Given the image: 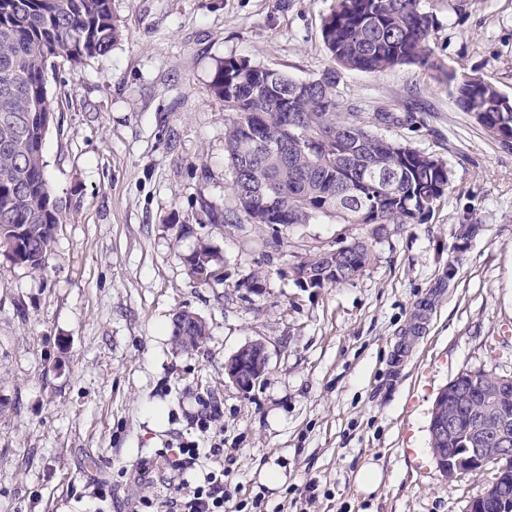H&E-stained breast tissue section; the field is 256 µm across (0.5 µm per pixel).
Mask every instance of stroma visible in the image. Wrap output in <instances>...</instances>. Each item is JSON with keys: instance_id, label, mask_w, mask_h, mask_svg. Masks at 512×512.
<instances>
[{"instance_id": "1", "label": "stroma", "mask_w": 512, "mask_h": 512, "mask_svg": "<svg viewBox=\"0 0 512 512\" xmlns=\"http://www.w3.org/2000/svg\"><path fill=\"white\" fill-rule=\"evenodd\" d=\"M445 67L512 97V0H423ZM334 0H112L106 55L48 75L44 156L67 203L35 273L0 257V512H138L202 484L211 463L162 469L195 435V400L231 454L226 512H465L491 470L455 478L430 448L431 409L459 374L512 377V146L416 66L342 72L343 111L413 113L385 136L447 162L448 192L419 224H207L236 205L224 153L227 57L312 80L332 67ZM478 225L462 240V225ZM208 239L223 284L184 258ZM357 240L351 282L301 287L293 270ZM206 322L198 351L173 344L176 314ZM264 343L241 392L224 365ZM379 473L375 489L361 482ZM107 488L111 500L98 498Z\"/></svg>"}]
</instances>
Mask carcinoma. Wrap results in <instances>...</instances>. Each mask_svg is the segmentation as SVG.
Wrapping results in <instances>:
<instances>
[{
	"label": "carcinoma",
	"instance_id": "1",
	"mask_svg": "<svg viewBox=\"0 0 512 512\" xmlns=\"http://www.w3.org/2000/svg\"><path fill=\"white\" fill-rule=\"evenodd\" d=\"M431 21L422 0H334L323 18L322 38L336 68L314 80L296 81L276 70L230 57L212 88L231 112L224 151L232 172L237 208L219 212L205 205L211 224H309L336 215L345 224H415L431 213L449 187L447 164L421 150L370 130L413 120L386 110L365 123L339 111L340 71L382 73L416 65L440 73L460 108L493 138H512V101L493 84L444 69L429 46ZM120 36L112 0H0V252L14 244V262L41 270L51 254L50 228L63 221L62 201L51 193L44 160L42 113L52 111L48 71L62 58L72 65L107 53ZM384 168L394 183L382 186L372 171ZM369 261V245L354 242L297 265L322 277L320 287L354 279ZM194 280L224 283L213 245L202 240L184 257ZM208 336L191 311L174 319V342L198 350ZM440 412L452 413L456 430L431 447L485 448L488 463L499 454L489 440L490 422L512 421V382L481 373L461 374ZM497 393L488 409L484 394Z\"/></svg>",
	"mask_w": 512,
	"mask_h": 512
}]
</instances>
